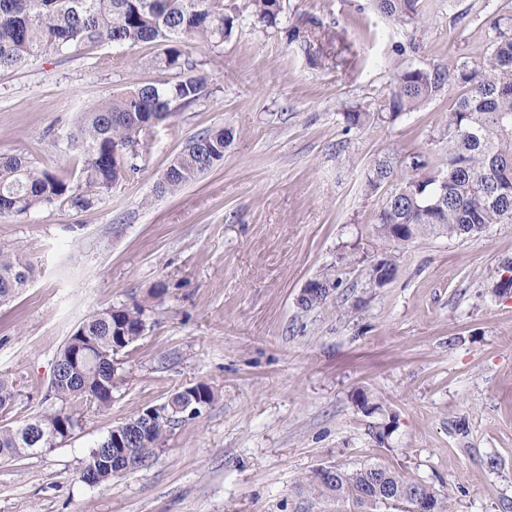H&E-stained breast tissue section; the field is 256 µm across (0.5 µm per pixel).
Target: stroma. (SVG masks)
<instances>
[{
	"instance_id": "stroma-1",
	"label": "stroma",
	"mask_w": 512,
	"mask_h": 512,
	"mask_svg": "<svg viewBox=\"0 0 512 512\" xmlns=\"http://www.w3.org/2000/svg\"><path fill=\"white\" fill-rule=\"evenodd\" d=\"M420 8L416 28L373 0H281L276 25L247 18L220 46H195L204 95L157 126L136 171L91 208L0 217V246L36 267L0 306V373L22 385L0 425L40 408L89 312L151 303L143 336L117 357L110 409L87 412L50 452L0 461V512H360L297 484L322 465L366 464L431 486L444 512H512V295L489 289L512 262V224L387 251L373 226L386 193H368L365 174L383 156L400 180L412 156L434 164L455 94L393 121L343 120L376 111L398 67L480 60L491 21L512 16V0ZM162 52L79 45L0 73V154L78 184L69 133L113 96L179 80L155 64ZM221 127L234 131L223 162L156 196L189 138ZM385 256L397 271L377 288L369 270ZM319 277L336 289L302 307ZM200 381L214 402L152 462L109 484L78 480L111 427Z\"/></svg>"
}]
</instances>
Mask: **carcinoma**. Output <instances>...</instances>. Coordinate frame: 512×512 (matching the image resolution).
<instances>
[{
    "label": "carcinoma",
    "instance_id": "cac0c4a2",
    "mask_svg": "<svg viewBox=\"0 0 512 512\" xmlns=\"http://www.w3.org/2000/svg\"><path fill=\"white\" fill-rule=\"evenodd\" d=\"M377 10L399 23L424 21L419 0H374ZM243 10L254 21L273 25L280 0H245ZM241 10V11H243ZM241 11L227 9L224 0H0V71L13 69L44 53L62 52L78 44L104 43L132 47L159 43L163 63L170 69L190 66L191 46L218 44L230 38ZM491 51L473 63L464 60L427 70L397 71L388 102L395 118L443 89H457L448 111L445 135L448 153L433 167L418 161L423 174L392 183L390 158L375 161L366 173V187L376 193L386 187V201L376 213L375 231L391 248L428 236L460 238L478 234L492 224H512V21H492ZM203 75L185 77L170 86L145 84L98 104L84 113L68 146L82 161L81 183L36 166L21 155H0V216L26 215L57 201L88 208L93 195L109 190L136 170L133 160L147 150L153 129L180 106L205 91ZM230 129L207 130L193 136L155 187L159 197L173 195L224 161L233 140ZM396 274L395 263L384 258L370 269L372 281L383 286ZM34 279V267L9 249L0 248V304L12 301ZM300 305L327 300L336 284L328 279L308 282ZM147 305H118L97 309L73 330L55 360L58 375L50 382L49 407L0 427V459L21 460L48 452L80 428L84 410L112 405L119 384L114 358L131 347L145 331ZM19 389L0 374V411L12 408ZM211 386L198 382L171 393L167 401L142 409L113 426L82 462L79 478L102 485L147 465L171 429L184 422L178 406L197 401L210 405ZM122 440V447L116 441ZM334 480L313 470L299 486L317 497L350 500L372 508L388 492L428 494L441 505L431 487L381 465L354 470L335 468Z\"/></svg>",
    "mask_w": 512,
    "mask_h": 512
}]
</instances>
